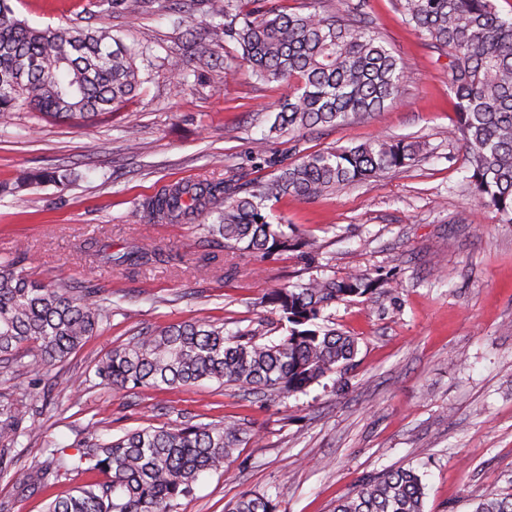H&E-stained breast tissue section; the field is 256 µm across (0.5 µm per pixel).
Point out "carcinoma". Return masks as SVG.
Masks as SVG:
<instances>
[{
	"label": "carcinoma",
	"mask_w": 512,
	"mask_h": 512,
	"mask_svg": "<svg viewBox=\"0 0 512 512\" xmlns=\"http://www.w3.org/2000/svg\"><path fill=\"white\" fill-rule=\"evenodd\" d=\"M209 0L210 41H233L238 59L262 81L288 85L270 130L290 134L336 127L351 116L378 112L400 100L406 67L372 34L367 22L336 10L303 5L287 9L279 0ZM406 20L448 54V84L456 99L468 190L504 224H512V19L492 0H399ZM138 51L108 27L38 29L15 16L0 0V123L27 105L61 121H86L112 113L145 81ZM420 143L378 138L352 147L306 153L279 168L267 182L251 186L231 179L176 183L143 203L153 217L177 222L192 215H216L203 225L208 243L256 257L301 251L311 258L317 242L289 224L271 222L267 202L285 196L313 199L353 182L402 167ZM57 181L54 171L22 170L19 188ZM99 260L116 266L168 264L167 249L132 246ZM394 287L361 273L340 279L312 278L278 288L269 303L288 323L278 341L260 329L224 335V326L184 321L160 330L144 328L112 349L96 375L119 390L147 386H189L202 380L221 386L272 393L303 392L346 366L357 352L355 337L321 325L329 305ZM100 289L76 292L33 282L11 260H0V377L17 366L50 375L52 367L99 330ZM26 412L0 405V473L11 465L10 449L29 435ZM256 435L238 423L145 427L102 443L95 425L75 444L77 457L49 450L48 463L29 474L30 484L48 485L62 470L95 479L55 497L45 512H172L191 493L199 475L220 471L235 448ZM424 485L411 468L388 471L339 501L334 512H424ZM228 512H277L264 494L244 495ZM473 512H512V492L486 497Z\"/></svg>",
	"instance_id": "obj_1"
}]
</instances>
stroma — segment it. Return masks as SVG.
Listing matches in <instances>:
<instances>
[{
    "mask_svg": "<svg viewBox=\"0 0 512 512\" xmlns=\"http://www.w3.org/2000/svg\"><path fill=\"white\" fill-rule=\"evenodd\" d=\"M348 2L406 64L402 101L333 129L279 135L269 126L287 87L256 80L244 67L225 76L238 48L208 41L206 0L188 13L171 10L168 0H145L133 23L106 0H12L30 26H106L138 44L146 80L112 115L82 126L27 108L0 125V184L22 170L67 177L0 194V259L46 284L103 290L98 333L52 370L59 407L35 410L27 369L0 379V404L27 410L31 430L0 476V501L10 512H44L49 498L85 482L70 472L42 490L22 485L44 465L47 449H72L91 423L105 442L182 422L234 421L258 434L223 471L202 473L174 512H227L250 492L272 496L278 512H333L337 500L399 467L421 476L425 512H473L480 499L512 491V224L458 189L464 146L447 56L405 22L397 0ZM377 137L414 138L424 149L377 178L314 200L273 202L282 223L318 240L312 259L224 250L222 266L204 275L196 259L212 216L158 222L141 207L176 182H265L276 174L267 158L289 163ZM93 240L116 253L132 243L160 245L179 261L108 265L86 252ZM228 266L237 277L225 279ZM353 271L391 277L396 290L324 310L326 326L356 337L357 353L304 392L263 396L213 381L127 392L95 374L108 351L144 327L203 320L230 336L262 322L268 339H279L285 330L263 303L268 292Z\"/></svg>",
    "mask_w": 512,
    "mask_h": 512,
    "instance_id": "1",
    "label": "stroma"
}]
</instances>
